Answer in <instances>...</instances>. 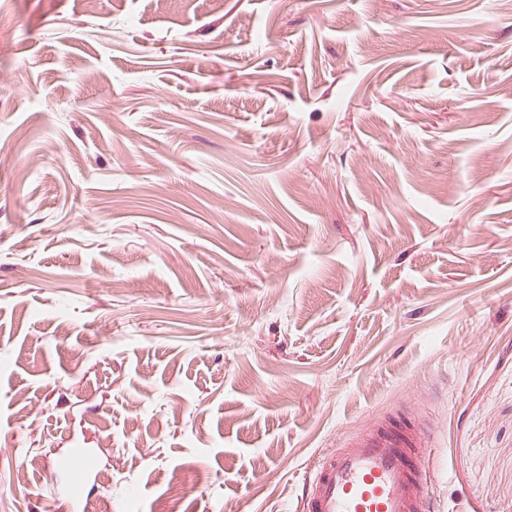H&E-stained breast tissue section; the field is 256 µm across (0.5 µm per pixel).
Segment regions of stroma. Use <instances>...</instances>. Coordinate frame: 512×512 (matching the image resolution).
<instances>
[{
  "label": "stroma",
  "instance_id": "stroma-1",
  "mask_svg": "<svg viewBox=\"0 0 512 512\" xmlns=\"http://www.w3.org/2000/svg\"><path fill=\"white\" fill-rule=\"evenodd\" d=\"M396 415L512 512V0H0V512H301Z\"/></svg>",
  "mask_w": 512,
  "mask_h": 512
}]
</instances>
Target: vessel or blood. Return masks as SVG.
<instances>
[{"label": "vessel or blood", "mask_w": 512, "mask_h": 512, "mask_svg": "<svg viewBox=\"0 0 512 512\" xmlns=\"http://www.w3.org/2000/svg\"><path fill=\"white\" fill-rule=\"evenodd\" d=\"M432 476L416 428L402 420L322 457L303 512H431Z\"/></svg>", "instance_id": "1"}]
</instances>
